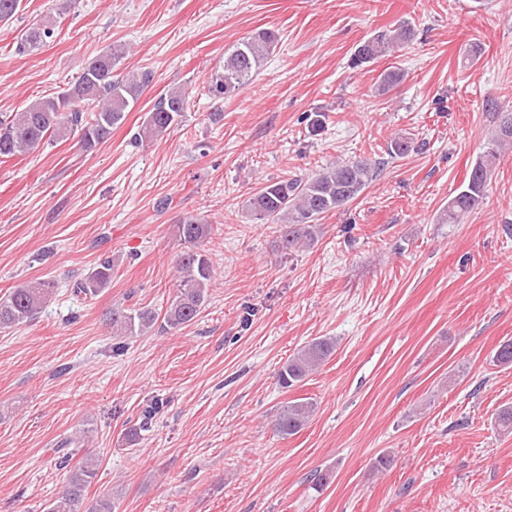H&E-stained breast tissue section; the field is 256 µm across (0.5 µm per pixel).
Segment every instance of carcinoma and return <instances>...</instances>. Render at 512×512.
I'll return each instance as SVG.
<instances>
[{
    "label": "carcinoma",
    "mask_w": 512,
    "mask_h": 512,
    "mask_svg": "<svg viewBox=\"0 0 512 512\" xmlns=\"http://www.w3.org/2000/svg\"><path fill=\"white\" fill-rule=\"evenodd\" d=\"M54 34L52 22L35 23L17 36L18 52H36ZM413 36V29L404 23L380 31L357 46L354 62L374 63ZM278 42L277 33L262 29L238 43L224 56L221 69L212 74L209 93L224 99L243 91L260 73ZM122 58V49L110 48L89 62L68 88L38 99L20 112L0 113V159L25 155L45 140L63 141L76 136L87 151L106 141L152 81L148 71L121 79L114 77L113 71ZM189 97L190 93L181 87L162 93L147 113L139 137L154 140L164 136L182 120ZM508 138H512V111L502 113L500 136L491 140V147L473 165L468 182L449 200L444 213L446 222H457L483 202L489 168ZM378 168L377 163L358 160L326 168L305 181L282 179L266 183L248 199V213L256 220L279 225L282 251H298L315 240L319 232L317 221L322 215L356 199L376 177ZM177 232L183 250L177 259L176 295L160 311L135 304L112 308L107 320L113 335H146L157 327L177 331L200 314L213 272L212 260L203 248L210 225L203 217L190 214L180 220ZM112 268V258L99 260L75 282L74 293L86 298L98 296L110 286ZM54 293V282L36 279L0 297V329L32 322ZM335 349L336 341L331 337L303 346L278 371L279 386L290 389L303 383ZM312 413L310 401L287 402L275 416L274 430L284 438L294 435L309 422ZM71 444V438L62 441L58 456L59 466L67 469L66 485L58 497L48 502L44 512H112L109 499L87 500L88 487L99 470V458L87 452L74 463Z\"/></svg>",
    "instance_id": "1"
}]
</instances>
